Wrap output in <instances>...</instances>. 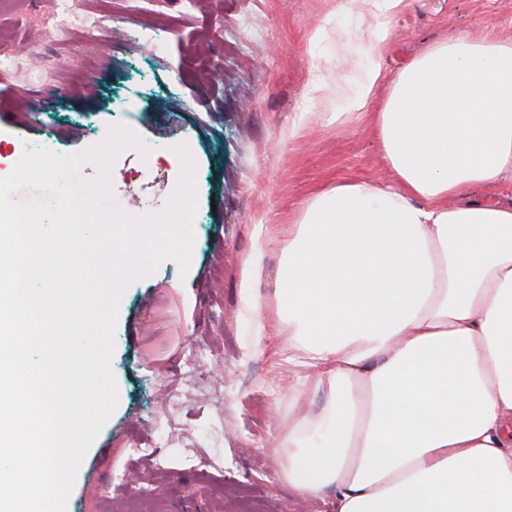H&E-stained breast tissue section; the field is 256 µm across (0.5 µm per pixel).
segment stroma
Segmentation results:
<instances>
[{"instance_id":"stroma-1","label":"stroma","mask_w":512,"mask_h":512,"mask_svg":"<svg viewBox=\"0 0 512 512\" xmlns=\"http://www.w3.org/2000/svg\"><path fill=\"white\" fill-rule=\"evenodd\" d=\"M59 0H0V177L26 148L58 154L140 139L116 157L127 215L163 210L193 158L197 212L188 275L167 260L124 289L111 368L118 406L77 476L66 512H332L294 496L270 449L288 418L287 368L249 355L242 262L264 250L260 295L279 287L280 254L257 225L285 234L337 181L387 183L372 114L399 72L451 35L512 37V0H405L378 56L362 0H85L108 5L95 31L56 25ZM377 66L368 111L335 121L337 82ZM26 128L17 140V128Z\"/></svg>"}]
</instances>
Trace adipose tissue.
<instances>
[{"instance_id": "ef3b65f1", "label": "adipose tissue", "mask_w": 512, "mask_h": 512, "mask_svg": "<svg viewBox=\"0 0 512 512\" xmlns=\"http://www.w3.org/2000/svg\"><path fill=\"white\" fill-rule=\"evenodd\" d=\"M375 131L393 184L311 201L270 295L241 265L247 353L300 369L273 454L336 512H512V207L458 200L512 173V40L433 44Z\"/></svg>"}]
</instances>
